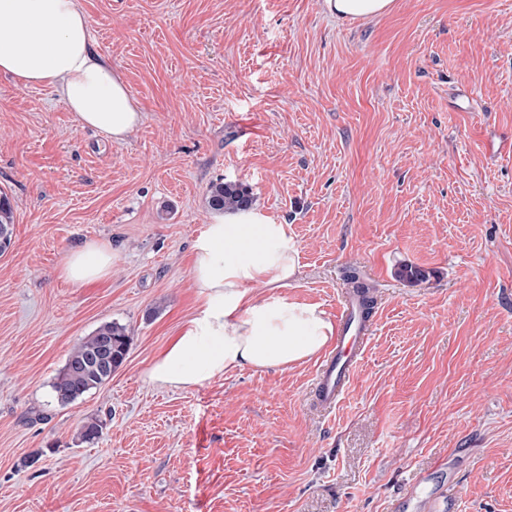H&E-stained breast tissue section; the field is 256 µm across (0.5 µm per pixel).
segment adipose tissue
<instances>
[{"instance_id": "adipose-tissue-1", "label": "adipose tissue", "mask_w": 512, "mask_h": 512, "mask_svg": "<svg viewBox=\"0 0 512 512\" xmlns=\"http://www.w3.org/2000/svg\"><path fill=\"white\" fill-rule=\"evenodd\" d=\"M339 20L389 13L393 0H323ZM0 73L21 87L52 88L76 121L123 140L141 121L125 83L98 53L79 0H0ZM112 251L101 243L75 250L61 272L85 286L103 278ZM298 273L288 227L246 211L216 216L197 237L191 275L200 307L145 371L148 383L187 390L231 371L280 369L317 356L335 337L322 307L282 295ZM274 287L259 297L254 283Z\"/></svg>"}]
</instances>
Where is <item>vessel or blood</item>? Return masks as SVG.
I'll return each mask as SVG.
<instances>
[{
    "label": "vessel or blood",
    "instance_id": "vessel-or-blood-1",
    "mask_svg": "<svg viewBox=\"0 0 512 512\" xmlns=\"http://www.w3.org/2000/svg\"><path fill=\"white\" fill-rule=\"evenodd\" d=\"M368 335L369 325L356 298L347 297L339 319L335 346L316 371L314 393L317 409L331 411L341 402L350 387ZM404 502L409 512H453L455 508L452 494L424 481L405 497Z\"/></svg>",
    "mask_w": 512,
    "mask_h": 512
}]
</instances>
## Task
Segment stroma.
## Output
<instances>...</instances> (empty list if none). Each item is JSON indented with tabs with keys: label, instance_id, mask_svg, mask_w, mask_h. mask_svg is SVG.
<instances>
[{
	"label": "stroma",
	"instance_id": "35a3bbf8",
	"mask_svg": "<svg viewBox=\"0 0 512 512\" xmlns=\"http://www.w3.org/2000/svg\"><path fill=\"white\" fill-rule=\"evenodd\" d=\"M80 2L142 121L112 141L0 73V512H398L425 476L455 480L456 512H512V154L487 150L512 137V0H395L353 24L323 0ZM220 180L287 225L284 294L333 318L347 270L381 292L328 414L314 359L189 390L144 377L198 305ZM89 242L112 267L71 285ZM112 321L124 364L58 402L70 352ZM111 267L112 250L105 244L89 243L72 253L61 276L80 287L100 280Z\"/></svg>",
	"mask_w": 512,
	"mask_h": 512
}]
</instances>
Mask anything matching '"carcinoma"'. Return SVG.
I'll return each instance as SVG.
<instances>
[{
	"mask_svg": "<svg viewBox=\"0 0 512 512\" xmlns=\"http://www.w3.org/2000/svg\"><path fill=\"white\" fill-rule=\"evenodd\" d=\"M206 202L210 209L236 212L252 207L250 188L236 182H217L209 186ZM14 215L11 203L0 195V236L5 239L2 249L11 243ZM132 340L131 331L123 324L108 322L79 343L70 353L62 372L53 383L57 400L69 403L83 394L101 387L126 359Z\"/></svg>",
	"mask_w": 512,
	"mask_h": 512,
	"instance_id": "cac0c4a2",
	"label": "carcinoma"
}]
</instances>
